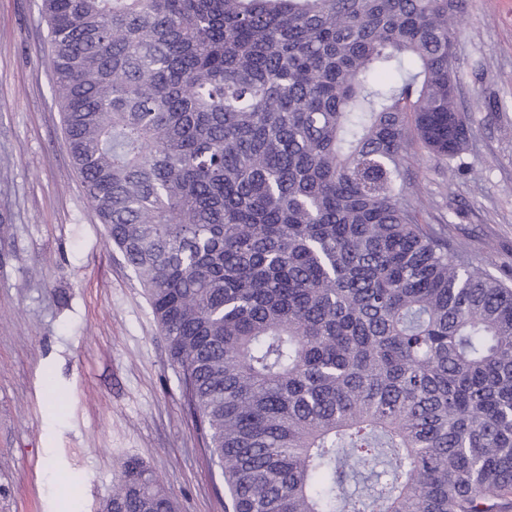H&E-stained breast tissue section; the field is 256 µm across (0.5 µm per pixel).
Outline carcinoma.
Segmentation results:
<instances>
[{
	"label": "carcinoma",
	"instance_id": "carcinoma-1",
	"mask_svg": "<svg viewBox=\"0 0 512 512\" xmlns=\"http://www.w3.org/2000/svg\"><path fill=\"white\" fill-rule=\"evenodd\" d=\"M464 0H42L52 91L229 512H512V285L423 220ZM101 512H178L143 461Z\"/></svg>",
	"mask_w": 512,
	"mask_h": 512
}]
</instances>
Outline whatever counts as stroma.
I'll return each instance as SVG.
<instances>
[{
    "instance_id": "1",
    "label": "stroma",
    "mask_w": 512,
    "mask_h": 512,
    "mask_svg": "<svg viewBox=\"0 0 512 512\" xmlns=\"http://www.w3.org/2000/svg\"><path fill=\"white\" fill-rule=\"evenodd\" d=\"M41 0H0V512H98L139 458L179 512H225L140 283L90 207L52 93ZM464 168L416 151L425 219L512 269V0H467Z\"/></svg>"
}]
</instances>
